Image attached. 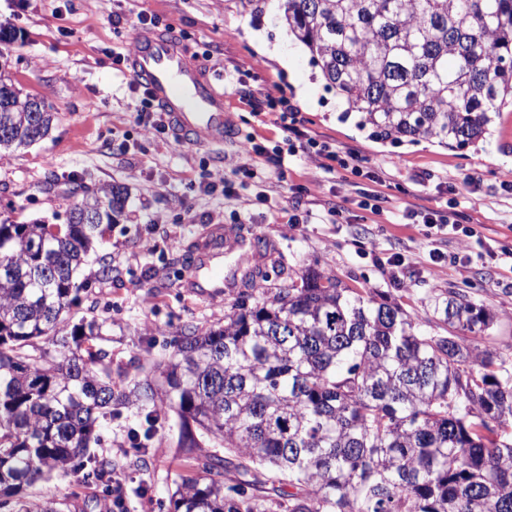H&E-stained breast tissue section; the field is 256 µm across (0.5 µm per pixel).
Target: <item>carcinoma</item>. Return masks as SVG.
Masks as SVG:
<instances>
[{
  "instance_id": "cac0c4a2",
  "label": "carcinoma",
  "mask_w": 512,
  "mask_h": 512,
  "mask_svg": "<svg viewBox=\"0 0 512 512\" xmlns=\"http://www.w3.org/2000/svg\"><path fill=\"white\" fill-rule=\"evenodd\" d=\"M276 2L342 117L375 140L464 149L512 108V0ZM2 92L0 153L48 135L53 113L29 112L5 69ZM80 190L94 224L0 220V512H63L28 493L54 473L112 482L89 447L130 406L142 455L170 415L186 459L214 448L174 512H512V364L468 344L491 340L486 306L441 290L424 320L311 268L257 296L245 270L224 325L185 327L169 358L117 388L104 323L66 316L127 193Z\"/></svg>"
}]
</instances>
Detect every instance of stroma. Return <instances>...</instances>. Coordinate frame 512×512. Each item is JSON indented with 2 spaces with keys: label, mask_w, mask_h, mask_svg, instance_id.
<instances>
[{
  "label": "stroma",
  "mask_w": 512,
  "mask_h": 512,
  "mask_svg": "<svg viewBox=\"0 0 512 512\" xmlns=\"http://www.w3.org/2000/svg\"><path fill=\"white\" fill-rule=\"evenodd\" d=\"M142 16L175 32L223 90L237 130L223 150L147 132L146 123L159 115L138 113L136 83L127 65L113 61L132 49ZM0 23L14 34L9 70L19 88L43 98L55 115L46 138L0 158V218L62 224L63 200L77 183L127 191L100 250L112 277L92 282L71 313L104 322L116 386L167 357L184 325L223 324L235 293L203 298L184 285L187 246L217 224L265 241L253 259L264 290L287 287L311 267L420 315L434 291H464L494 313L489 346L512 360V270L478 258L457 272L430 264L436 243L428 228L402 217L404 210L442 209L453 199L461 223L481 225L482 239L512 249V193L501 188L512 182V111L502 112L492 135L460 151L427 140L377 142L355 120H342L335 92L274 9L256 15L239 0H0ZM257 89L287 97L311 134L369 159L381 169V182L328 174L300 158L281 168L260 159L255 176L239 172L243 137L282 138L272 117L254 116L249 96ZM222 172L234 176L233 195L204 192L205 175ZM260 191L267 203L256 201ZM368 191L381 196V214L359 208ZM336 206L341 219L325 222V211ZM295 214L308 223L289 226ZM398 251L410 258L399 278L383 264ZM141 420L132 407L101 421L94 451L123 474L126 512H173L177 485L201 470L178 452L173 417L157 429L147 455L131 448L128 433ZM76 482L73 474H56L32 493L69 503L71 512H104L111 489Z\"/></svg>",
  "instance_id": "stroma-1"
}]
</instances>
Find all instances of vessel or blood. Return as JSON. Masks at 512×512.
I'll list each match as a JSON object with an SVG mask.
<instances>
[{"label": "vessel or blood", "mask_w": 512, "mask_h": 512, "mask_svg": "<svg viewBox=\"0 0 512 512\" xmlns=\"http://www.w3.org/2000/svg\"><path fill=\"white\" fill-rule=\"evenodd\" d=\"M127 65L132 78L164 112L177 140L219 147L233 138L235 128L224 110V93L184 50L173 33L141 30ZM187 287L203 297H219L224 279V234L215 229L193 254Z\"/></svg>", "instance_id": "vessel-or-blood-1"}]
</instances>
